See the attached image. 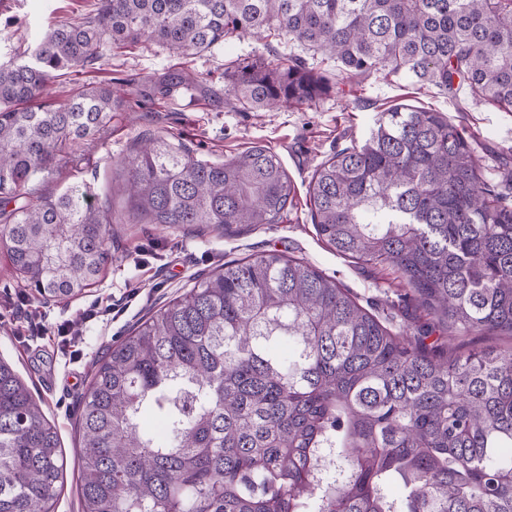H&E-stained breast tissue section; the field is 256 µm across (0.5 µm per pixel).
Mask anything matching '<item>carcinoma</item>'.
Listing matches in <instances>:
<instances>
[{
	"instance_id": "carcinoma-1",
	"label": "carcinoma",
	"mask_w": 512,
	"mask_h": 512,
	"mask_svg": "<svg viewBox=\"0 0 512 512\" xmlns=\"http://www.w3.org/2000/svg\"><path fill=\"white\" fill-rule=\"evenodd\" d=\"M283 35L350 80L404 75L512 112V0H98L0 64V251L41 296L97 282L110 258L90 188L16 205L123 101L96 84L32 102L62 72L155 41L194 55ZM198 85L184 72L162 96ZM332 89L302 56L242 61V110L310 106ZM151 224H277L295 186L258 145L213 164L147 139L112 186ZM317 235L400 274L431 321L393 331L336 278L277 251L232 260L140 320L95 364L79 404L81 512H512V205L440 112L393 107L308 183ZM288 342V355L279 347ZM336 475L321 476L324 454ZM67 461L56 426L0 358V512H53ZM448 344L457 349L470 348H493L497 350H507L510 341L503 336H493L489 334H474L469 336L456 337L454 334L447 333Z\"/></svg>"
}]
</instances>
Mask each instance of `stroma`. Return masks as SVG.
<instances>
[{
	"label": "stroma",
	"mask_w": 512,
	"mask_h": 512,
	"mask_svg": "<svg viewBox=\"0 0 512 512\" xmlns=\"http://www.w3.org/2000/svg\"><path fill=\"white\" fill-rule=\"evenodd\" d=\"M95 3L0 0V64L32 52L54 25L93 13ZM296 50L286 38L274 36L233 40L187 57L154 42H141L124 49H105L96 64L62 76L48 88L44 104L59 105L89 83L105 81L126 102L100 139L77 143L34 183L43 195L91 187L95 205L108 209L112 258L98 282L72 297L47 300L17 282L8 259L0 254V301L25 297L29 310L39 315L45 327L43 334L30 335L9 308H0V358L13 365L42 402L58 429L69 463L55 512H80L76 417L94 362L146 314L183 293L197 275L230 260L280 251L336 277L362 306L390 319L395 327L406 324L396 273L355 263L322 241L311 222L306 192L315 167L336 151L360 144L378 112L398 103L441 112L465 129L481 166L489 173L512 168V112L473 101L464 92L451 97L399 77L340 81L328 96L309 107L259 112L234 107L224 78L233 62L247 57L275 60ZM177 68L188 69L200 80V87L139 104L140 89ZM149 134L182 143L198 159L211 163L223 162L253 145H265L280 157L295 184L292 203L279 223L251 228L203 230L143 223L131 214L125 198L113 196L112 184L124 178L125 159ZM130 290L136 296L125 312L79 321L83 310ZM66 320L74 321L79 332L76 345L66 344L57 334Z\"/></svg>",
	"instance_id": "35a3bbf8"
}]
</instances>
